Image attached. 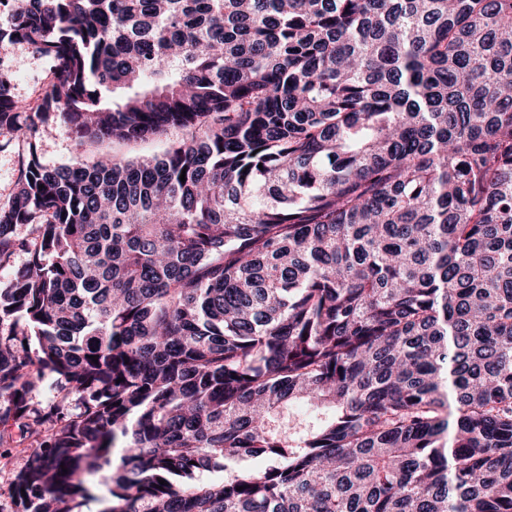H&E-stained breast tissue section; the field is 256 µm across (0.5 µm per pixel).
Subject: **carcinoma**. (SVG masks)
Listing matches in <instances>:
<instances>
[{
    "label": "carcinoma",
    "mask_w": 512,
    "mask_h": 512,
    "mask_svg": "<svg viewBox=\"0 0 512 512\" xmlns=\"http://www.w3.org/2000/svg\"><path fill=\"white\" fill-rule=\"evenodd\" d=\"M5 41L55 60L0 75L17 512H512V0H16ZM50 120L181 137L47 166ZM0 58L23 101L34 103L53 79L52 60L26 44H0ZM24 153V146L15 140L12 132L0 129V206L7 205L11 199L19 160Z\"/></svg>",
    "instance_id": "carcinoma-1"
}]
</instances>
